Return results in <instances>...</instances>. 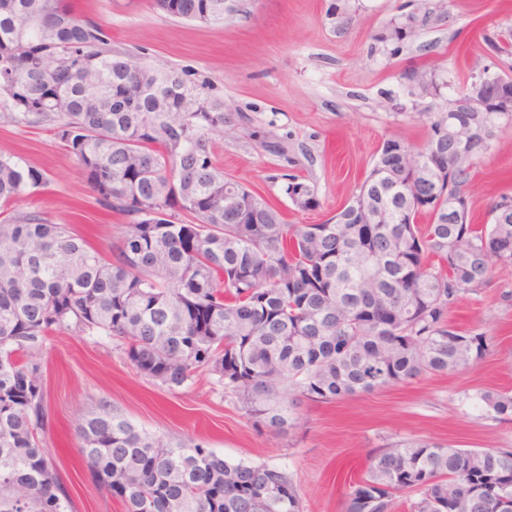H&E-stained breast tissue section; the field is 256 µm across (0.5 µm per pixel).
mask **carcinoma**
<instances>
[{"instance_id": "carcinoma-1", "label": "carcinoma", "mask_w": 512, "mask_h": 512, "mask_svg": "<svg viewBox=\"0 0 512 512\" xmlns=\"http://www.w3.org/2000/svg\"><path fill=\"white\" fill-rule=\"evenodd\" d=\"M167 15L224 20V0H153ZM431 19L414 10L375 36L392 56ZM487 53H509L495 32ZM231 108L174 68L112 50L70 0H0V119L49 125L97 200L129 218L105 261L66 224L12 206L45 183L23 158L0 152V512H70L49 449L42 351L74 328L116 337L130 364L173 390L207 367L237 395L256 428L285 434L297 400L332 401L480 364L481 334L448 321L452 305L512 264V223L473 224L455 164L490 149L512 113L486 112L469 138L429 132L416 166L402 141L383 142L352 202L322 224H287L280 211L215 159ZM285 193L317 206L296 176ZM457 204L461 220L448 223ZM428 217L422 227L418 218ZM493 417L512 419V394L486 391ZM80 454L124 512H301L287 472L229 463L197 443L174 446L107 407L79 427ZM504 512L512 450L404 440L377 448L349 486L345 512Z\"/></svg>"}]
</instances>
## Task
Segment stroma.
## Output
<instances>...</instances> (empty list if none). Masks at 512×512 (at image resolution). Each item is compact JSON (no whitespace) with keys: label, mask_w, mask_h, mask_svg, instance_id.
<instances>
[{"label":"stroma","mask_w":512,"mask_h":512,"mask_svg":"<svg viewBox=\"0 0 512 512\" xmlns=\"http://www.w3.org/2000/svg\"><path fill=\"white\" fill-rule=\"evenodd\" d=\"M430 11L419 46L385 54L373 36L407 2ZM77 12L109 33L113 50L139 61L182 70L235 111L216 159L228 177L278 207L287 223L320 224L353 197L385 140L413 150L427 140L428 121L393 115L380 92L398 91L403 73L435 62L440 79H464L476 63L512 75V55L489 60L483 34L512 39V0H348L330 20V0H225L223 24L182 21L151 0H73ZM432 52H424V45ZM0 151L23 156L45 183L19 210L67 224L102 255H111L127 217L101 206L76 160L49 126L0 119ZM314 190L317 205L302 210L284 191L288 176ZM473 223L491 221L503 194L512 195V124L477 157L467 186ZM449 321L487 337L484 361L451 374H424L332 402L301 400L287 434L257 430L239 400L216 376L198 368L171 390L140 373L120 341L62 330L43 351L44 421L72 512H124L82 462L77 431L88 413L107 407L172 444L199 441L224 460L266 464L288 473L302 512H343L351 480L362 476L373 449L402 439L456 448H511L512 420L492 418L479 395L512 393V266L494 264L489 283L462 296Z\"/></svg>","instance_id":"stroma-1"}]
</instances>
